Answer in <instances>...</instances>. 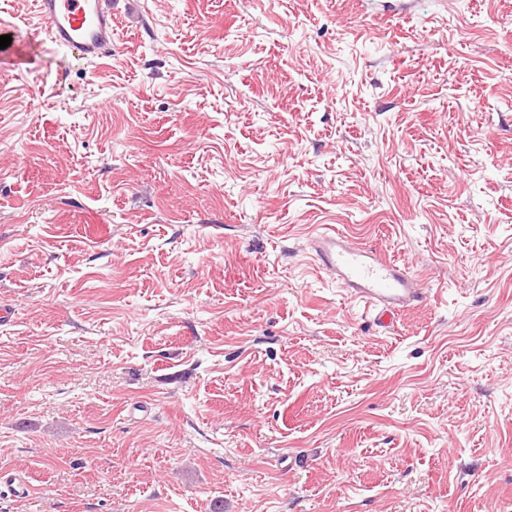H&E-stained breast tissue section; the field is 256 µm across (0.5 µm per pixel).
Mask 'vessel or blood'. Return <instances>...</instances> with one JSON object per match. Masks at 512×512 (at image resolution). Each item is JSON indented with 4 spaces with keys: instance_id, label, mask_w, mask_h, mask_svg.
Returning a JSON list of instances; mask_svg holds the SVG:
<instances>
[{
    "instance_id": "b4317fda",
    "label": "vessel or blood",
    "mask_w": 512,
    "mask_h": 512,
    "mask_svg": "<svg viewBox=\"0 0 512 512\" xmlns=\"http://www.w3.org/2000/svg\"><path fill=\"white\" fill-rule=\"evenodd\" d=\"M45 41L92 63L112 53V13L104 0H35ZM317 267L355 301L365 304L374 324L423 299V291L397 262L358 246L349 235L327 228L311 241Z\"/></svg>"
}]
</instances>
